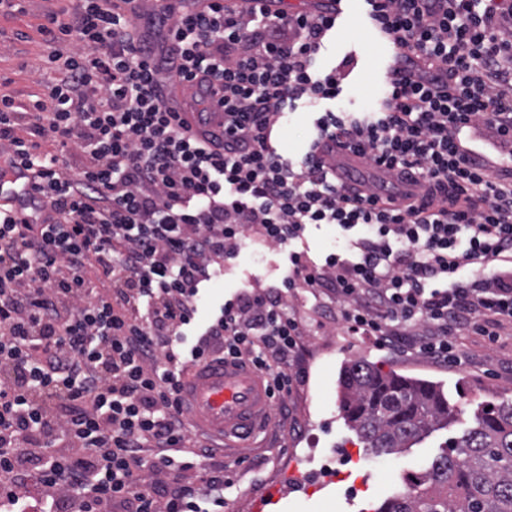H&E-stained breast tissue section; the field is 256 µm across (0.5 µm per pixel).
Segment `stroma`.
Masks as SVG:
<instances>
[{
    "instance_id": "1",
    "label": "stroma",
    "mask_w": 512,
    "mask_h": 512,
    "mask_svg": "<svg viewBox=\"0 0 512 512\" xmlns=\"http://www.w3.org/2000/svg\"><path fill=\"white\" fill-rule=\"evenodd\" d=\"M59 7L58 0H29L25 16L0 15V95L42 93L36 67L50 45L39 26L47 11ZM379 103V92L366 89L365 76L359 72L347 78L341 94L325 102L323 108L332 112H373ZM287 274V247H242L225 263L223 274L202 290L200 322H207L247 281L255 279L276 286ZM308 321L304 362L309 381L286 398L284 407L273 408V434L260 448L215 451L216 461L223 463L225 475L234 482L236 512H245L246 499L269 487L275 490V500L265 512H374L385 499L403 490L407 471L426 469L449 439L460 436L478 403L492 398L512 399L511 336L500 337L494 344L474 334L455 337L466 363L448 368L415 354L398 356L376 349L360 337L347 335L339 317L321 319L312 312ZM350 360H366L385 371L442 382L449 400L461 410L458 421L399 455L366 451L339 415L336 380L341 366ZM326 373L331 383H323ZM343 448L350 450L352 459L341 465L340 478L331 484L308 493L302 483L283 481L282 472L289 460L302 455L309 461L307 480L317 481L320 461L336 456Z\"/></svg>"
}]
</instances>
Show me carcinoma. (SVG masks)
<instances>
[{"instance_id":"carcinoma-1","label":"carcinoma","mask_w":512,"mask_h":512,"mask_svg":"<svg viewBox=\"0 0 512 512\" xmlns=\"http://www.w3.org/2000/svg\"><path fill=\"white\" fill-rule=\"evenodd\" d=\"M338 402L345 426L375 453L401 454L456 416L440 383L365 360L341 366ZM411 481L415 489L376 512H512V400L480 403L472 424Z\"/></svg>"}]
</instances>
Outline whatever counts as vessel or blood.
I'll return each instance as SVG.
<instances>
[{
  "mask_svg": "<svg viewBox=\"0 0 512 512\" xmlns=\"http://www.w3.org/2000/svg\"><path fill=\"white\" fill-rule=\"evenodd\" d=\"M326 11L335 19L333 35L347 47L351 0H328ZM40 193L24 164H17L8 182H0V205H11L18 218ZM190 423L197 430L236 448L251 446L258 432L272 427V400L260 371L232 361H212L194 370L183 389Z\"/></svg>",
  "mask_w": 512,
  "mask_h": 512,
  "instance_id": "b4317fda",
  "label": "vessel or blood"
}]
</instances>
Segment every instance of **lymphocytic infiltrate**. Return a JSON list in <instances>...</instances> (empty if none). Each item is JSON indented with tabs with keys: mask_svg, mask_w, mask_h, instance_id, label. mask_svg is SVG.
<instances>
[{
	"mask_svg": "<svg viewBox=\"0 0 512 512\" xmlns=\"http://www.w3.org/2000/svg\"><path fill=\"white\" fill-rule=\"evenodd\" d=\"M37 99L0 97V179L40 183L32 220L0 205V512H207L232 480L192 443L181 378L220 358L306 381L298 292L328 297L348 335L458 366L451 341L512 335V0H367L394 50L379 111L315 121L317 142L373 169L343 185L322 155H283L287 107L335 98L320 71L334 21L270 0H68ZM190 85L220 129L175 123ZM75 147L78 165L65 155ZM331 224L348 251H294L281 286H248L197 327V296L244 241Z\"/></svg>",
	"mask_w": 512,
	"mask_h": 512,
	"instance_id": "obj_1",
	"label": "lymphocytic infiltrate"
}]
</instances>
